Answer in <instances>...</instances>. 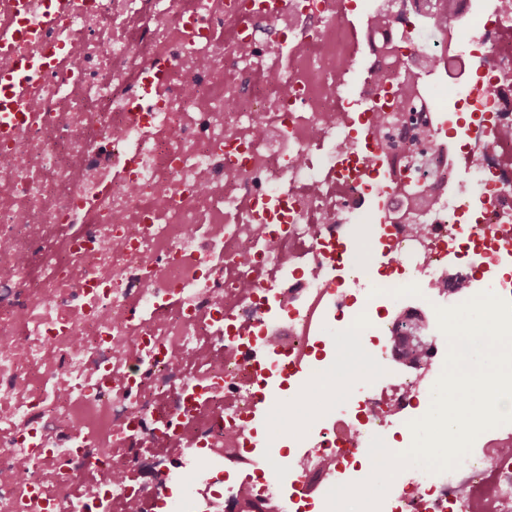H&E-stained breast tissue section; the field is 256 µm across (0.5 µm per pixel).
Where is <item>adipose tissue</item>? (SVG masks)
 Instances as JSON below:
<instances>
[{
  "mask_svg": "<svg viewBox=\"0 0 512 512\" xmlns=\"http://www.w3.org/2000/svg\"><path fill=\"white\" fill-rule=\"evenodd\" d=\"M376 372L377 363L367 336L355 332L338 337L324 370L309 380L296 400L282 406L285 430L304 427L327 406L348 400L355 385Z\"/></svg>",
  "mask_w": 512,
  "mask_h": 512,
  "instance_id": "adipose-tissue-1",
  "label": "adipose tissue"
}]
</instances>
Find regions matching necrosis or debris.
I'll list each match as a JSON object with an SVG mask.
<instances>
[{
    "mask_svg": "<svg viewBox=\"0 0 512 512\" xmlns=\"http://www.w3.org/2000/svg\"><path fill=\"white\" fill-rule=\"evenodd\" d=\"M41 2L16 42L0 0V74L67 47L0 130V512H302L301 483L358 481L359 450L432 393L438 348L394 393L377 374L352 409H324L284 467L255 389L317 337L370 327L383 363L398 321L432 335L437 309L512 303V278L476 277L512 261V0H452L451 45L410 28L429 0H392L389 25L360 33L350 0H73L51 27ZM429 51L473 119L458 159L426 143L414 177L432 201L409 225L385 211L384 175L408 165L399 140L436 130L427 97L403 112L397 79ZM359 224L384 263L337 271ZM393 258L405 278H387ZM386 507L512 512V422L456 469L401 471Z\"/></svg>",
    "mask_w": 512,
    "mask_h": 512,
    "instance_id": "1",
    "label": "necrosis or debris"
}]
</instances>
